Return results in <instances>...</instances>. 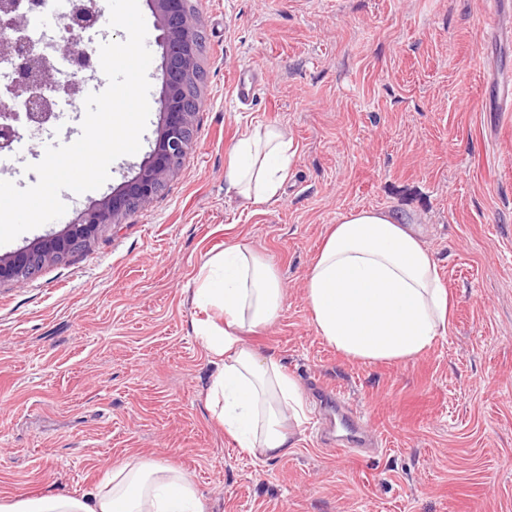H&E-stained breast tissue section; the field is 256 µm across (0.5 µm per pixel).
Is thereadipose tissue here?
I'll return each mask as SVG.
<instances>
[{"label":"adipose tissue","instance_id":"obj_1","mask_svg":"<svg viewBox=\"0 0 512 512\" xmlns=\"http://www.w3.org/2000/svg\"><path fill=\"white\" fill-rule=\"evenodd\" d=\"M295 156L279 128L244 135L225 180L243 205L273 204ZM192 291L200 310L215 309L223 324L195 328L218 367L208 387L209 408L238 446L266 460L294 446L289 422H303L297 381L274 357L258 354L242 334L271 323L283 286L270 264L234 245L211 256ZM305 300L317 334L348 359L406 362L448 332L453 301L424 241L386 209L349 212L329 234L305 281ZM0 512H207L179 468L132 457L105 474L91 497L41 495L0 504Z\"/></svg>","mask_w":512,"mask_h":512}]
</instances>
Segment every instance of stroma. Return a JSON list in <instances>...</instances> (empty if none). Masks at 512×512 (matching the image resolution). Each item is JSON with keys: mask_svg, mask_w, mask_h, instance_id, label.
<instances>
[{"mask_svg": "<svg viewBox=\"0 0 512 512\" xmlns=\"http://www.w3.org/2000/svg\"><path fill=\"white\" fill-rule=\"evenodd\" d=\"M203 36L195 145L153 203L100 229L83 254L0 285V504L80 496L139 455L183 469L209 512H512V0H192ZM141 150L66 213L0 245L9 257L63 231L131 178L161 122L151 46ZM265 82L240 104L234 78ZM84 95L0 155V180L36 177L47 146L80 134ZM285 130L281 199L242 206L224 174L237 141ZM401 213L455 300L447 335L414 360L347 359L316 333L303 284L351 210ZM241 244L283 281L278 317L246 335L298 382L307 418L267 461L212 415L215 366L189 299L205 261ZM340 390L382 448H322L311 381Z\"/></svg>", "mask_w": 512, "mask_h": 512, "instance_id": "obj_1", "label": "stroma"}]
</instances>
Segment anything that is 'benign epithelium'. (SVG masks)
Listing matches in <instances>:
<instances>
[{"instance_id":"7a95c632","label":"benign epithelium","mask_w":512,"mask_h":512,"mask_svg":"<svg viewBox=\"0 0 512 512\" xmlns=\"http://www.w3.org/2000/svg\"><path fill=\"white\" fill-rule=\"evenodd\" d=\"M191 0H150L160 31L157 41L162 48L163 121L156 144L138 171L126 181L118 194H110L82 213L80 219L66 229L37 241L8 258L0 257V284L19 282L38 275L44 266L62 261L74 254L81 243H89L100 228L119 224L132 208H146L164 185L178 172L181 158L194 146L196 116L200 112V96L191 95L196 82L199 30L191 10ZM42 0H0V14L8 17L0 22V45L20 46L14 65V86L28 94L24 111L14 109L9 98H0V148L10 147L20 130L38 128L52 118L51 101L63 92L43 54L34 53L21 32L27 13L41 6ZM93 25L96 16L87 12L83 0H73L65 25Z\"/></svg>"}]
</instances>
